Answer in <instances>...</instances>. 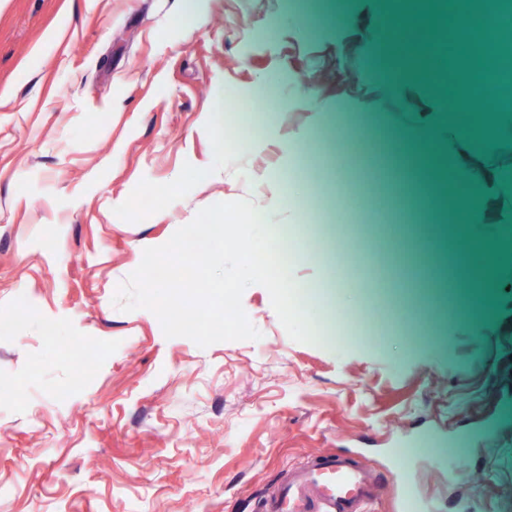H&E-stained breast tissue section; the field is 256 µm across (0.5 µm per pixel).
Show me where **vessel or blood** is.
I'll return each instance as SVG.
<instances>
[{
	"label": "vessel or blood",
	"instance_id": "obj_1",
	"mask_svg": "<svg viewBox=\"0 0 512 512\" xmlns=\"http://www.w3.org/2000/svg\"><path fill=\"white\" fill-rule=\"evenodd\" d=\"M382 484L367 466L339 456H319L290 472L259 512H365Z\"/></svg>",
	"mask_w": 512,
	"mask_h": 512
}]
</instances>
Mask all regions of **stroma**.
Masks as SVG:
<instances>
[{"label": "stroma", "mask_w": 512, "mask_h": 512, "mask_svg": "<svg viewBox=\"0 0 512 512\" xmlns=\"http://www.w3.org/2000/svg\"><path fill=\"white\" fill-rule=\"evenodd\" d=\"M396 7L0 0V512H253L308 459L350 452L389 480L371 512L405 487L432 512H512V258L478 295L489 254L449 220L456 177L403 178L398 149L336 138L370 106L408 132L441 109L430 80L379 81L409 53L377 23ZM377 188L440 202L428 222L462 286L434 336L403 330L413 267L338 215ZM243 198L315 344L257 284V340L202 348L115 306L145 248Z\"/></svg>", "instance_id": "stroma-1"}]
</instances>
